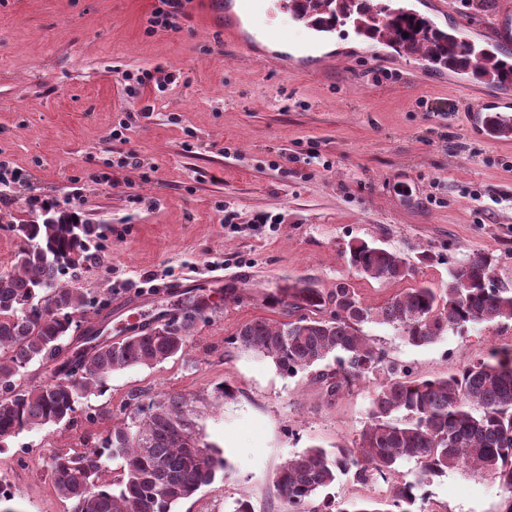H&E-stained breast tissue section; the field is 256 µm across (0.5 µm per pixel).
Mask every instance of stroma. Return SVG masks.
Instances as JSON below:
<instances>
[{
    "mask_svg": "<svg viewBox=\"0 0 512 512\" xmlns=\"http://www.w3.org/2000/svg\"><path fill=\"white\" fill-rule=\"evenodd\" d=\"M440 29L485 43L497 0H401ZM157 0H0V272L19 249L14 225L59 202L101 236L72 279L114 302L145 288L196 280L206 312L185 356L114 372L107 391L79 407L76 425L35 428L0 452V512H71L43 460L101 437L135 395L200 398L196 428L230 466L173 512H230L248 496L254 512H281L279 468L313 445L352 444L371 383L335 401L309 376L282 375L270 359L229 339L245 322L281 321L275 299L307 280L328 290L350 282L368 304L402 285L354 277L350 242L416 258L417 280L440 286L448 265L500 257L512 283V139L483 138L467 104L512 109V84L437 70L423 57L356 34L322 36L296 26L295 64L271 69L225 47L189 0L177 31L147 33ZM155 80L126 95V74ZM129 123L121 138L114 129ZM140 164L125 165L128 154ZM112 174L111 184L97 181ZM268 223H257V215ZM232 216L234 229L224 226ZM368 334L417 376L457 370L493 347H512V323L448 331L416 347L398 332ZM233 386L220 395L221 384ZM102 413L87 421L91 410ZM427 492L439 512H502L498 485L480 469H451Z\"/></svg>",
    "mask_w": 512,
    "mask_h": 512,
    "instance_id": "35a3bbf8",
    "label": "stroma"
}]
</instances>
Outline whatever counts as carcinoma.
Segmentation results:
<instances>
[{
  "mask_svg": "<svg viewBox=\"0 0 512 512\" xmlns=\"http://www.w3.org/2000/svg\"><path fill=\"white\" fill-rule=\"evenodd\" d=\"M305 15L306 0H292ZM309 15V14H307ZM352 22L370 39L388 36L402 52L435 65L470 72L489 84L512 83V54L485 49L456 31L436 28L406 7L375 6L371 0H323L309 15L319 32ZM20 238L14 269L0 272V450L32 428L73 425L82 401L108 389L112 373L154 368L185 354L204 310L190 302L156 324H143L121 342L97 341V331L81 329L88 311L98 315L107 303L62 277L88 257L97 227L73 221V213L53 210L51 219L17 224ZM500 257L476 253L448 266L440 287L415 284L384 304H367L356 288L340 283L324 291L311 282L296 283L277 303L288 319L255 318L239 327L235 348L272 359L287 376L308 373L332 401L374 381L367 421L350 446L330 451L312 446L287 459L277 487L282 512H436L425 504V487L450 469L480 467L498 481L512 512V353L494 350L445 376L423 378L409 366L388 359L364 326H389L408 343L422 346L468 325L502 326L512 322V284L496 273ZM348 264L366 280L399 282L414 276L399 253L364 241L349 246ZM83 330L82 335L74 332ZM53 366L54 379L24 383L25 377ZM112 432L82 449L55 451L44 460L57 493L72 512H172V507L211 484L229 465L207 447L188 448L195 436L199 399L162 394L142 399ZM123 460L121 478H106L105 462ZM412 460L416 470H398ZM341 475L370 488L386 484L377 500L360 497L336 510L314 504L316 495Z\"/></svg>",
  "mask_w": 512,
  "mask_h": 512,
  "instance_id": "1",
  "label": "carcinoma"
}]
</instances>
